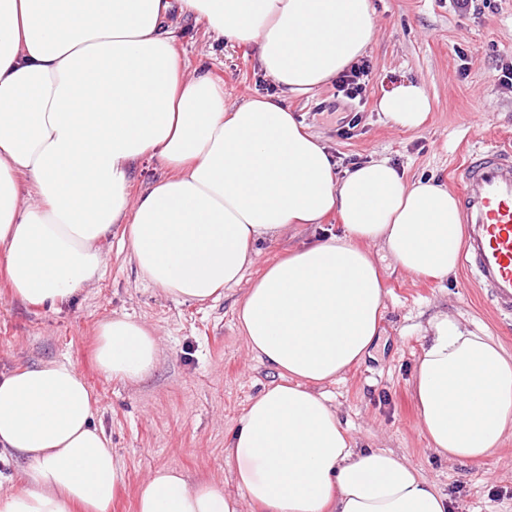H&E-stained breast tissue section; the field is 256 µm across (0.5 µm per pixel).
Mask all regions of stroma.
I'll return each instance as SVG.
<instances>
[{"label":"stroma","instance_id":"obj_1","mask_svg":"<svg viewBox=\"0 0 512 512\" xmlns=\"http://www.w3.org/2000/svg\"><path fill=\"white\" fill-rule=\"evenodd\" d=\"M375 36L365 52L372 66L364 103L327 85L291 101V109L345 169L348 159L388 158L409 177H433L457 189L472 142L512 144V88L499 82L512 62V0H488L463 13L454 0H371ZM178 49L185 72L209 73L224 84L226 105L265 94L257 46L218 41L205 22L180 19ZM405 81L423 84L432 101L419 129L395 126L377 108L385 91ZM358 115L351 137L338 134L325 112ZM335 217L296 224L255 246L239 285L203 303L181 301L146 284L125 251L120 230L102 243L106 267L60 310L13 297L0 269V373L52 359L71 361L97 400L95 422L110 439L124 471L112 512H136L140 485L151 472L179 468L189 481L216 480L236 492L224 448L249 402L277 372L250 354L236 310L266 265L304 241L336 233ZM387 295L380 336L367 357L323 391L357 447L405 456L447 495L451 512H512V433L490 455L453 462L429 447L411 382L428 319L445 313L481 328L512 354V319H500L464 270L445 281L412 275L383 246H368ZM128 315L157 338L153 372L131 383L104 377L94 359L100 322Z\"/></svg>","mask_w":512,"mask_h":512}]
</instances>
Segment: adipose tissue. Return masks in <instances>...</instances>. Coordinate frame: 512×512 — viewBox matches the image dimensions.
Wrapping results in <instances>:
<instances>
[{"instance_id": "adipose-tissue-1", "label": "adipose tissue", "mask_w": 512, "mask_h": 512, "mask_svg": "<svg viewBox=\"0 0 512 512\" xmlns=\"http://www.w3.org/2000/svg\"><path fill=\"white\" fill-rule=\"evenodd\" d=\"M257 45L277 91L229 107L223 83L186 76L172 15ZM370 0H0V268L15 297L56 309L100 277V242L121 225L140 276L203 302L237 285L253 245L336 215L342 231L269 264L239 302L250 352L280 381L244 410L224 450L237 494L172 467L141 486L137 512H449L404 457L356 447L322 393L367 355L386 286L366 250L383 245L409 273L443 280L465 246L459 202L433 178L385 159L338 170L288 101L334 82L371 44ZM379 111L414 130L424 85ZM164 173L130 201L132 172ZM413 376L423 432L465 461L512 430V355L485 332L432 317ZM158 343L127 316L98 326L108 378L137 382ZM96 398L72 363L0 374V453L26 460L0 512H112L124 476L94 421Z\"/></svg>"}]
</instances>
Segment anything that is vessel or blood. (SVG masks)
<instances>
[{
  "label": "vessel or blood",
  "mask_w": 512,
  "mask_h": 512,
  "mask_svg": "<svg viewBox=\"0 0 512 512\" xmlns=\"http://www.w3.org/2000/svg\"><path fill=\"white\" fill-rule=\"evenodd\" d=\"M460 202L468 226L464 268L493 311L512 318V147H474Z\"/></svg>",
  "instance_id": "obj_1"
}]
</instances>
